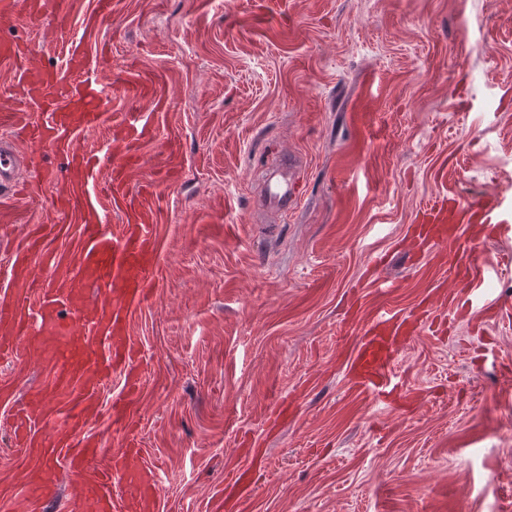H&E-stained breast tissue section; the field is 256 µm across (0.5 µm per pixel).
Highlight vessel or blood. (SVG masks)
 <instances>
[{
    "mask_svg": "<svg viewBox=\"0 0 512 512\" xmlns=\"http://www.w3.org/2000/svg\"><path fill=\"white\" fill-rule=\"evenodd\" d=\"M62 3L61 27H69L76 14L82 22L81 36L67 43L63 67L29 66L31 41L0 34V68L14 70L17 80L16 109L0 113V222L22 220L13 198L22 173L39 171L49 181L64 179L67 186L51 203L65 218L55 225V232L69 234L74 225L80 229L69 252L43 251L40 235H33L15 257L13 273L19 288L0 291V355L9 354L21 367L38 358L47 372L45 384L32 390L23 410L11 417L14 452L21 459L20 481L28 491L27 512H48L60 501L65 479L94 494L97 512H160L162 489L153 460H145L137 488H130L126 479L128 455L142 452L139 421L129 411L142 378L128 317L131 309L149 304L159 281V255L148 227L163 215L159 186L178 182L183 167L164 158L157 184L131 189L129 172L139 161L140 145L154 133L137 105L158 99L160 78L130 66L114 75L111 83L98 82L96 73L107 60L92 46L91 38L111 22L119 0ZM47 4L48 0H0V15L20 14L34 20ZM116 91L128 107L111 120L119 135L108 142L112 170L107 196L123 213L124 224L119 235L109 236L98 225V158L81 146L79 138L109 121L105 104ZM18 128L27 139L22 151L8 136ZM52 155L63 159V171L49 166ZM295 184L294 172L285 171L281 181L269 187L267 203L277 209L291 206L297 199ZM494 208L486 199L445 198L426 207L417 226V251L451 244L461 247L464 262L455 278L466 288L472 307L488 305L483 285L498 275L499 265L488 257L486 241L464 239L461 225L452 223L449 215L464 211L492 232ZM36 258L59 269V277L38 280L32 271ZM81 307L89 316L78 323L70 313ZM417 328V322L384 313L356 327L347 355L354 387L376 402H385L398 345ZM77 332L83 338L74 346L70 339ZM118 371L124 372L127 385L112 396L114 452L105 456L91 427L100 414L98 392Z\"/></svg>",
    "mask_w": 512,
    "mask_h": 512,
    "instance_id": "obj_1",
    "label": "vessel or blood"
}]
</instances>
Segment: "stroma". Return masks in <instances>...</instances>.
Returning a JSON list of instances; mask_svg holds the SVG:
<instances>
[{
    "label": "stroma",
    "instance_id": "35a3bbf8",
    "mask_svg": "<svg viewBox=\"0 0 512 512\" xmlns=\"http://www.w3.org/2000/svg\"><path fill=\"white\" fill-rule=\"evenodd\" d=\"M120 0L98 40L113 71L164 78L139 187L176 136L186 166L153 227L163 275L136 310L140 436L165 512H512V314L447 311L393 368L401 405L345 374L352 304L442 307L452 251L411 249L421 211L455 196L512 211V0ZM60 64L54 13L0 17ZM295 161L298 201H257ZM41 217L62 181L26 174ZM392 288L362 283L367 264Z\"/></svg>",
    "mask_w": 512,
    "mask_h": 512
}]
</instances>
